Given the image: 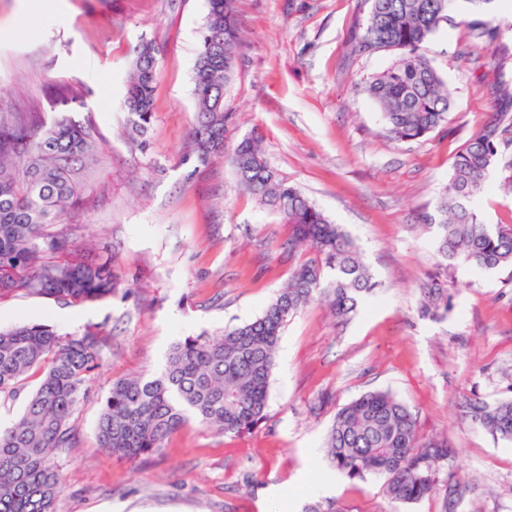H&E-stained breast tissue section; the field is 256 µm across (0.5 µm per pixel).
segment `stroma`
I'll return each mask as SVG.
<instances>
[{
    "label": "stroma",
    "mask_w": 512,
    "mask_h": 512,
    "mask_svg": "<svg viewBox=\"0 0 512 512\" xmlns=\"http://www.w3.org/2000/svg\"><path fill=\"white\" fill-rule=\"evenodd\" d=\"M243 40L226 93L235 144L260 128L278 172L356 241L378 288L343 325L314 302L286 327L265 419L242 436L188 423L158 453L135 459L100 448L97 421L114 380L159 372L170 347L217 336L262 314L311 252L282 248L287 225L239 191L223 159L191 145L193 69L207 0H0V98L51 109V86L85 93L105 159L78 233L86 256L113 245L122 278L112 297L82 305L17 294L0 299V327L29 322L62 334L103 330L101 364L70 424L75 447L54 459L57 512H438L437 498L391 506L381 478L348 479L326 462L337 409L388 390L420 436L447 437L468 490L465 512H512V443L463 420L469 398L493 402L512 385V268L448 272L444 317H422L419 278L439 260L433 211L454 153L512 83V59L470 60L466 26L441 24L425 52L453 96L449 125L416 141L387 136L362 92L390 55H356L351 33L367 0H238ZM160 62L153 119L133 143L125 85L138 48Z\"/></svg>",
    "instance_id": "stroma-1"
}]
</instances>
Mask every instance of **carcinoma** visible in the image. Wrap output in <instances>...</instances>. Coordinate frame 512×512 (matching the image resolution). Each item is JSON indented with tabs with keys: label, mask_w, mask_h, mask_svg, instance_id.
Instances as JSON below:
<instances>
[{
	"label": "carcinoma",
	"mask_w": 512,
	"mask_h": 512,
	"mask_svg": "<svg viewBox=\"0 0 512 512\" xmlns=\"http://www.w3.org/2000/svg\"><path fill=\"white\" fill-rule=\"evenodd\" d=\"M353 50L388 53L392 62L364 81L362 90L379 107L390 137L418 140L448 122L452 93L424 52L441 23L453 20L459 0H368ZM194 69L193 146L199 162L224 158L240 190L275 211L290 229L283 248L314 250L319 260L300 264L288 283L256 319L219 336H188L176 342L161 372L151 378L113 381L101 405L97 437L120 457L149 455L189 419L224 434L253 429L266 416L271 372L288 321L310 302L328 307L340 323L371 295L376 282L354 241L270 164L257 130L225 153L232 114L224 94L234 76V49L242 40L235 0H208ZM471 33L462 53L496 52L505 59L503 27L496 17L460 20ZM160 73L154 47L135 56L125 106L131 131L142 136L153 118ZM69 114L47 121L16 101L0 99V298L18 291L69 303L114 295L120 280L112 256L82 262L74 256L75 217L84 203L83 176L96 167L101 136L90 120L70 116L85 108L82 94L58 93ZM496 108L480 133L454 155L448 184L424 221L436 227L437 271L419 288L420 312L437 318L453 307L448 261L479 270L512 266V229L486 224L474 207L486 190L489 170L502 174L501 189L512 194V86L494 90ZM103 337L88 327L62 335L30 322L0 329V396H15L35 372L41 374L21 416L0 428V512H57L61 479L52 461L56 448L76 444L70 419L100 362ZM465 417L491 435L512 441V397L493 404L470 399ZM332 466L349 479L368 474L384 480L393 505L437 497L439 512H460L464 494L448 510V479L464 488L447 468L456 449L445 438L420 437L410 409L389 391L368 392L341 406L327 433Z\"/></svg>",
	"instance_id": "cac0c4a2"
}]
</instances>
